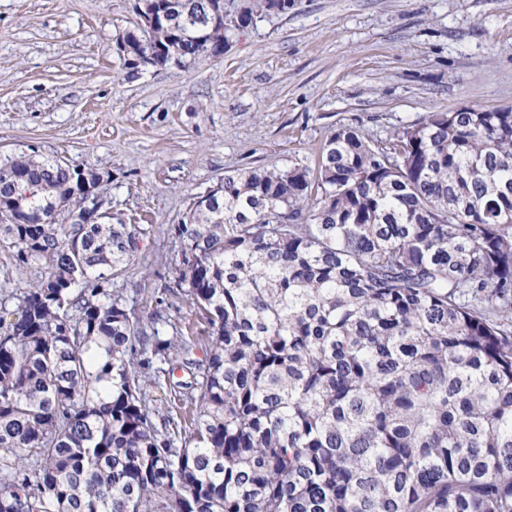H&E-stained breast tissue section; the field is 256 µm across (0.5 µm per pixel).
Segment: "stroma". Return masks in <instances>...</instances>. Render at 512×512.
I'll return each instance as SVG.
<instances>
[{
    "instance_id": "stroma-1",
    "label": "stroma",
    "mask_w": 512,
    "mask_h": 512,
    "mask_svg": "<svg viewBox=\"0 0 512 512\" xmlns=\"http://www.w3.org/2000/svg\"><path fill=\"white\" fill-rule=\"evenodd\" d=\"M134 4L0 0V160L34 150L107 176V221L146 230L108 289L191 340L206 325L170 293L169 228L226 171L314 165L339 127L379 139L430 112L512 106V0H296L223 56L160 71L118 52ZM37 274L0 245V309Z\"/></svg>"
}]
</instances>
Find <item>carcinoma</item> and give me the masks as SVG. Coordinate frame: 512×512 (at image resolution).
<instances>
[{"mask_svg":"<svg viewBox=\"0 0 512 512\" xmlns=\"http://www.w3.org/2000/svg\"><path fill=\"white\" fill-rule=\"evenodd\" d=\"M204 2L167 0L137 50L220 57L290 10L189 19ZM103 185L0 163V231L40 269L0 316V512H512V112L339 127L315 167L229 171L194 201L171 226L208 327L184 434L153 420L132 339L159 373L193 344L104 287L144 232L79 223Z\"/></svg>","mask_w":512,"mask_h":512,"instance_id":"1","label":"carcinoma"}]
</instances>
